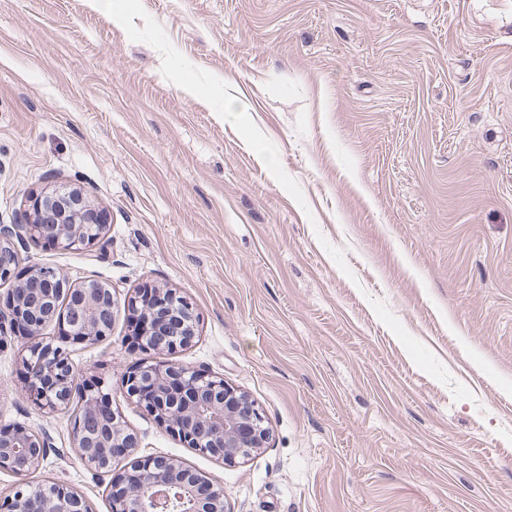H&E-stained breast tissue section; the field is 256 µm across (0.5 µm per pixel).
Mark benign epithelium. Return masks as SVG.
Wrapping results in <instances>:
<instances>
[{
    "label": "benign epithelium",
    "instance_id": "1",
    "mask_svg": "<svg viewBox=\"0 0 512 512\" xmlns=\"http://www.w3.org/2000/svg\"><path fill=\"white\" fill-rule=\"evenodd\" d=\"M34 239L78 249L107 239L109 226L77 189H54L33 197L25 224L0 225V282L19 265L13 238ZM117 297L112 285L96 280L74 284L52 266H36L0 306V328L9 325L20 342L26 394L37 406L70 413V445L89 469L111 476L110 512H167L172 496L187 498L194 512H226L224 488L185 462L165 456L141 459L135 434L112 407V388L99 379L77 378L71 348L111 335ZM129 335L145 351H172L196 336L198 316L171 289L140 290L127 301ZM58 323L60 340L39 339ZM120 393L154 417L187 448L244 463L267 447L270 429L252 399L213 375L167 361H142L122 375ZM53 448L44 435L25 428H0V470L27 476ZM127 467L112 475L114 463ZM0 512H92L74 487L49 481L19 488L0 499Z\"/></svg>",
    "mask_w": 512,
    "mask_h": 512
}]
</instances>
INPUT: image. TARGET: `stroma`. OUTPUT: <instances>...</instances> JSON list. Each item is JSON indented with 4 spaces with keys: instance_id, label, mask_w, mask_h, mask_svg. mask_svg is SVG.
<instances>
[{
    "instance_id": "1",
    "label": "stroma",
    "mask_w": 512,
    "mask_h": 512,
    "mask_svg": "<svg viewBox=\"0 0 512 512\" xmlns=\"http://www.w3.org/2000/svg\"><path fill=\"white\" fill-rule=\"evenodd\" d=\"M82 188L108 240L24 238L22 268L175 289L172 362L246 392L244 463L113 394L138 455L220 483L229 512H512V0H0V225ZM0 340V425L55 446L23 482L108 477L28 400ZM142 350L74 349L118 385Z\"/></svg>"
}]
</instances>
